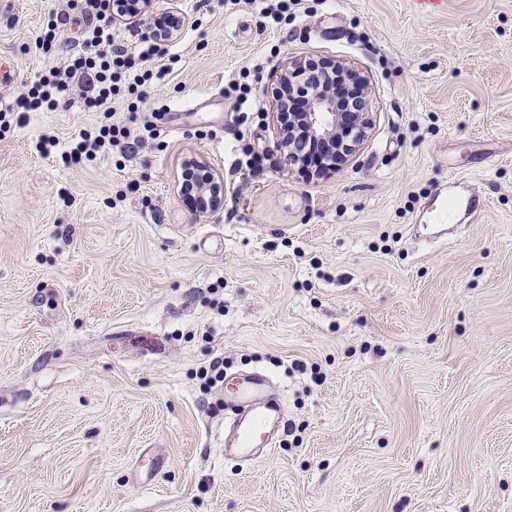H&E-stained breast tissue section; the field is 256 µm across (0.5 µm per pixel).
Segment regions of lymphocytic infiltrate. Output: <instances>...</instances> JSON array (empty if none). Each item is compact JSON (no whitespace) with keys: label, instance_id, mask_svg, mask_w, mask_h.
Segmentation results:
<instances>
[{"label":"lymphocytic infiltrate","instance_id":"1","mask_svg":"<svg viewBox=\"0 0 512 512\" xmlns=\"http://www.w3.org/2000/svg\"><path fill=\"white\" fill-rule=\"evenodd\" d=\"M74 11L88 23L81 53L62 70L50 69L39 76L29 94L19 98L15 107L0 109V125H8L14 111L38 112L56 108L59 97L69 90H79L90 104H103L120 90L135 92L146 84L148 73L138 71L137 62L159 57L157 43L142 45L138 55H130L115 39L112 0H74ZM128 134L117 123H106L92 130H81L73 138L69 159L79 164L98 154L123 147Z\"/></svg>","mask_w":512,"mask_h":512}]
</instances>
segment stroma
Wrapping results in <instances>:
<instances>
[{
    "label": "stroma",
    "mask_w": 512,
    "mask_h": 512,
    "mask_svg": "<svg viewBox=\"0 0 512 512\" xmlns=\"http://www.w3.org/2000/svg\"><path fill=\"white\" fill-rule=\"evenodd\" d=\"M263 5L148 0L114 25L128 51L154 18L186 23L146 100L71 91L0 128V512H512V0H299L278 23ZM67 11L0 0V107L78 53L75 25L35 46ZM292 57L369 83L340 172L274 149ZM243 70L263 117L239 127ZM109 118L129 150L67 163ZM190 156L223 178L221 211L180 194ZM440 184L477 211L436 225ZM216 357L269 376L273 455L225 458ZM251 92V89L243 83H233L229 85L228 89L224 90V95L228 98L234 96V103H235V109L238 112V121L240 123H243L248 118V113L246 111H243L245 109H249L251 107V102L249 99V93Z\"/></svg>",
    "instance_id": "stroma-1"
}]
</instances>
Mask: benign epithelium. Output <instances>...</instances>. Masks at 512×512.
<instances>
[{
  "label": "benign epithelium",
  "instance_id": "7a95c632",
  "mask_svg": "<svg viewBox=\"0 0 512 512\" xmlns=\"http://www.w3.org/2000/svg\"><path fill=\"white\" fill-rule=\"evenodd\" d=\"M184 25L183 17L174 14L169 25L152 24L147 35L154 41L173 39ZM315 71L316 83L311 87L304 111L285 114L291 92L304 80L309 71ZM353 98L357 104L354 112L340 110L337 91ZM369 97L366 78L353 66L339 60L325 59L314 63L302 60L287 61L275 75L273 122H275L274 147L286 158L288 168L306 163L295 144L305 138L320 147L316 166L323 173L343 170L352 156L360 149L370 129L369 113L365 112ZM183 170L206 172L204 181L193 186L189 198L199 205L197 213L207 215L224 207V181L210 172L204 160L191 156L183 161Z\"/></svg>",
  "mask_w": 512,
  "mask_h": 512
}]
</instances>
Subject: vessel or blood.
<instances>
[{"mask_svg": "<svg viewBox=\"0 0 512 512\" xmlns=\"http://www.w3.org/2000/svg\"><path fill=\"white\" fill-rule=\"evenodd\" d=\"M224 408L234 416L233 446L242 457L270 454L278 433L287 425L279 400L269 391L267 376L260 372L226 376Z\"/></svg>", "mask_w": 512, "mask_h": 512, "instance_id": "1", "label": "vessel or blood"}]
</instances>
